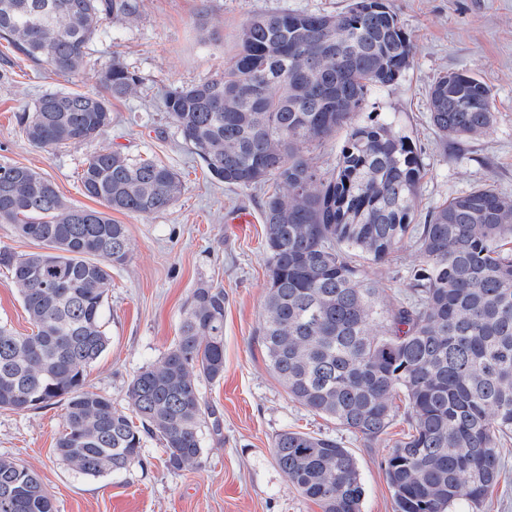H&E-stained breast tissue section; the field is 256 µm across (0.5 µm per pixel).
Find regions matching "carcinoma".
<instances>
[{
    "label": "carcinoma",
    "instance_id": "carcinoma-1",
    "mask_svg": "<svg viewBox=\"0 0 512 512\" xmlns=\"http://www.w3.org/2000/svg\"><path fill=\"white\" fill-rule=\"evenodd\" d=\"M139 0H0V38L69 76L107 19H131ZM224 69L165 99L168 118L210 175L266 197L267 293L258 336L288 396L367 444L388 434L404 402L409 431L386 459L394 512L479 507L498 481L512 436V196L479 186L416 224L426 169L394 121H360L375 88L397 83L414 46L391 0H350L335 14L257 12L236 35ZM138 82L117 60L101 93L44 95L21 118L46 152L94 139L112 123L111 101ZM430 120L448 137H478L495 121L491 89L451 71L429 90ZM344 133L332 172L310 147ZM84 193L102 209L66 202L36 171L0 163V222L46 251L0 248L33 326L0 324V409L63 405L56 453L78 475L126 470L143 441L161 440L173 471L202 464L204 427L220 416L201 382L224 378V287L202 281L187 297L179 336L133 376L120 409L85 389L107 349L104 306L112 269L125 266V225L109 212L147 215L181 192L178 173L150 159L103 150L84 162ZM419 269L404 299L382 297L357 263H383L405 238ZM275 461L323 512H360L356 459L336 439L284 430ZM0 512H53L37 474L0 457Z\"/></svg>",
    "mask_w": 512,
    "mask_h": 512
}]
</instances>
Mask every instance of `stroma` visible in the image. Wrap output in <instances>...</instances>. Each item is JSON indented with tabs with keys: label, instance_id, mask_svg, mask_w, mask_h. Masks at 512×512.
<instances>
[{
	"label": "stroma",
	"instance_id": "1",
	"mask_svg": "<svg viewBox=\"0 0 512 512\" xmlns=\"http://www.w3.org/2000/svg\"><path fill=\"white\" fill-rule=\"evenodd\" d=\"M349 0H140L130 20L105 21L89 43L81 69L60 76L0 38V162L25 166L50 179L69 203L96 208L80 181L82 164L102 149L152 156L178 171L183 189L168 208L148 215L112 212L125 225L129 263L112 272L105 306L106 352L87 370L93 390L125 407L131 378L167 352L182 305L198 283L221 282L224 378L203 384L216 407L219 433L204 431V463L171 471L158 440L146 439L141 459L105 477L75 474L55 453L62 431L59 404L16 413L0 410V457L32 468L51 494L54 512H321L304 500L277 466L276 434L297 430L335 437L353 453L365 487L362 512H394L384 463L408 430L396 419L385 441L366 446L352 432L293 401L268 367L258 336L266 292L262 204L273 184L233 189L215 180L184 144L164 110L171 89L221 71L236 51V34L256 12L334 14ZM414 45L410 68L398 83L370 95V111L397 119L421 153L426 176L416 221L447 199L487 184L512 196V0H393ZM120 61L139 78L112 103V125L92 141L48 153L31 146L20 117L44 95L96 92L103 64ZM477 75L491 88L496 120L476 138L442 141L430 122L429 88L451 71ZM243 210L247 224L228 218ZM417 247L406 240L387 262H364L386 296L406 291ZM0 322L21 335L32 325L21 293L0 270Z\"/></svg>",
	"mask_w": 512,
	"mask_h": 512
}]
</instances>
